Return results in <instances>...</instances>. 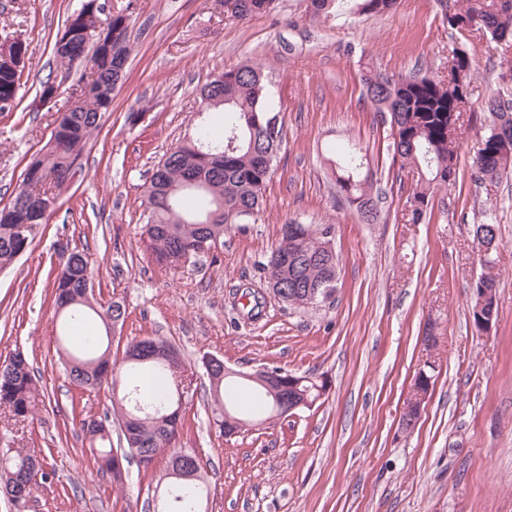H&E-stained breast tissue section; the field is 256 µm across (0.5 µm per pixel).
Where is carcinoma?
<instances>
[{
    "instance_id": "obj_1",
    "label": "carcinoma",
    "mask_w": 512,
    "mask_h": 512,
    "mask_svg": "<svg viewBox=\"0 0 512 512\" xmlns=\"http://www.w3.org/2000/svg\"><path fill=\"white\" fill-rule=\"evenodd\" d=\"M274 0H237L231 15L245 19L272 9ZM398 0H310L309 16L315 21L329 20L341 12L384 14L397 7ZM448 28L463 34L484 31L505 45L512 42V0H438ZM130 14L121 10L92 11L90 0L67 16L63 35L66 44L54 41L52 52L57 66L69 73L78 65L90 69L80 77L73 101L64 106L54 121L46 146L30 162L34 172L24 178L4 205L0 206V268L10 265L33 243L47 219L41 206L51 186H59L75 175L72 167L99 127L102 113L112 105L111 81L115 69L127 64L130 41ZM22 60L9 66L0 64V112L17 106L16 94L26 60L28 45L14 40ZM448 66L454 79L442 82L419 72L389 76L368 69L361 74L362 98L374 112L377 122L388 127V149L400 161V168L417 174V182L408 198L418 203L411 210L412 222L420 221L438 193L456 183V173H448V157L457 154L462 118L471 111V80L475 61L469 53L454 47L448 53ZM216 85L214 92H200V109L220 113L221 131L208 122L194 136L167 152L153 167L146 199L143 243L152 259L162 266H174L182 257L196 255L206 239L224 235L235 224L255 219L264 202L266 187L273 173L277 151L282 142L272 141L268 118L281 115L275 105L269 81L262 68L242 64L222 70L203 85ZM489 123L477 135L472 164L480 181L496 182L512 173V99L491 96L484 102ZM326 151L335 176L337 193L358 213L366 206L376 207L382 200L373 189L368 149L356 143L332 142ZM331 224H300L291 221L288 230L262 263L265 278L288 283V305L308 308L305 288L337 276L336 258L322 248ZM478 244L490 249L483 255L484 265L495 263L499 248L498 225L483 222L473 225ZM93 276L89 256L79 250L60 254L54 280L55 305L64 316L62 342L72 345L71 332L81 344L76 353L62 357L70 382L82 391L92 392L109 382L113 391V409L125 429L120 431L122 448L112 447V426L107 418L87 417L81 423L97 472L122 485L128 472L118 460H136L149 468L161 453L172 446L182 428V400L172 388L147 395L140 386L146 379L168 377L176 380L183 364L180 350L161 336H146L132 343L121 360L112 359L103 338L124 321L126 310L118 302L107 305L84 295L83 283ZM478 293L471 294L473 327H479L476 308L479 296L488 295L487 306L498 304L497 280L483 273L474 282ZM103 324L105 335L88 326L90 316ZM235 372L218 368L208 373L210 397L215 406L232 420L241 417L224 407V388ZM247 384L263 398L268 419L288 415L282 401L284 390L272 394L262 383L249 379ZM45 393L34 379L26 357L15 354L0 365V407L16 421H24L44 403ZM196 460L191 477L168 479L166 493L160 495L156 512H203L208 485L202 476L201 461L195 452H172L166 470L180 462ZM50 480L41 451L34 448H0V491L11 504L32 494L39 482Z\"/></svg>"
}]
</instances>
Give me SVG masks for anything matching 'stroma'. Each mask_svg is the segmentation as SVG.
Here are the masks:
<instances>
[{
	"label": "stroma",
	"mask_w": 512,
	"mask_h": 512,
	"mask_svg": "<svg viewBox=\"0 0 512 512\" xmlns=\"http://www.w3.org/2000/svg\"><path fill=\"white\" fill-rule=\"evenodd\" d=\"M82 0H0V44L22 40L33 53L17 107L0 112V205L49 140L56 105L72 96L61 81L57 103L30 104L55 72L51 45ZM130 9L126 73L83 150L80 175L57 190L42 235L0 270V362L23 353L47 403L15 423L0 411V444L39 448L51 483L34 489L25 512H141L163 485L165 458L127 466L116 486L99 476L83 442L82 419L111 414L112 388L83 393L58 361L62 317L53 304L58 246L86 251L95 300L120 302L125 321L112 351L161 336L184 358L191 395L175 447L196 452L209 485L207 512H512V175L478 181L472 156L488 114V94L512 96V50L489 35L455 34L437 0H400L376 16L310 20L306 0H275L269 13L240 20L219 0H108ZM476 61L473 108L461 129L458 181L412 223L386 130L361 99L360 75L419 70L446 76L449 45ZM269 76L286 141L256 222L225 233L211 250L173 269L145 251L143 201L153 167L202 120L197 93L212 73L243 63ZM143 113L131 123L133 113ZM368 146L386 199L378 223H361L337 194L325 146ZM494 203L500 250L498 318L490 334L469 318L471 284L485 269L473 236L482 207ZM335 227L338 284L332 299L294 309L266 296L259 267L282 224ZM262 293L257 319L244 320L234 295ZM434 323L437 343L424 332ZM252 373L263 367L326 379L314 406L224 437L202 359ZM434 362L435 381L410 433H402L416 373Z\"/></svg>",
	"instance_id": "stroma-1"
}]
</instances>
